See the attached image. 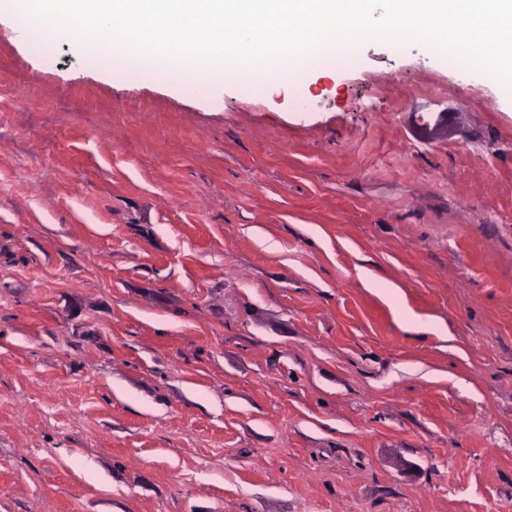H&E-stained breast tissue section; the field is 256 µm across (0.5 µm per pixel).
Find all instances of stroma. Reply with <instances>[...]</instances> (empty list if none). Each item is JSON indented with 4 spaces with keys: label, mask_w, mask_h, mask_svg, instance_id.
<instances>
[{
    "label": "stroma",
    "mask_w": 512,
    "mask_h": 512,
    "mask_svg": "<svg viewBox=\"0 0 512 512\" xmlns=\"http://www.w3.org/2000/svg\"><path fill=\"white\" fill-rule=\"evenodd\" d=\"M0 512H512V104L380 38L201 96L1 14Z\"/></svg>",
    "instance_id": "obj_1"
}]
</instances>
